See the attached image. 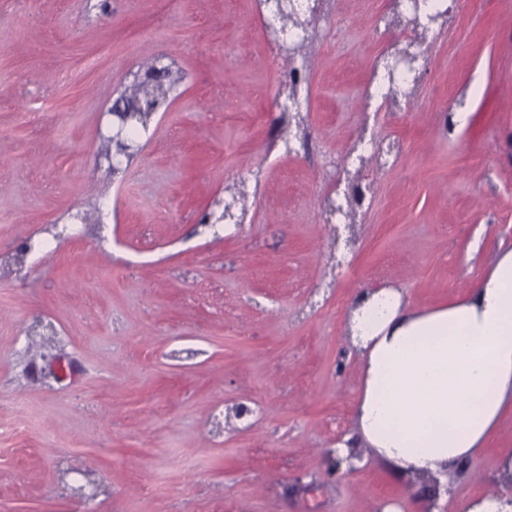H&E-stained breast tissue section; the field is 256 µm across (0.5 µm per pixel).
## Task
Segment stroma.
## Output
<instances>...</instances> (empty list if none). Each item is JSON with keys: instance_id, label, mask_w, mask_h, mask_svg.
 I'll return each mask as SVG.
<instances>
[{"instance_id": "1", "label": "stroma", "mask_w": 512, "mask_h": 512, "mask_svg": "<svg viewBox=\"0 0 512 512\" xmlns=\"http://www.w3.org/2000/svg\"><path fill=\"white\" fill-rule=\"evenodd\" d=\"M387 7L330 0L341 30L318 19L325 43L275 57L258 0H0V512L430 501L376 459L332 470L362 378L348 315L362 288L462 298L512 248V0H473L425 38L418 102L376 118L400 155L367 162L372 202L335 226L325 199ZM293 61L294 120L264 94ZM152 65L180 81L110 175L99 131ZM229 197L242 223L207 225ZM28 239L52 249L21 255ZM510 448L512 410L454 473L447 512L512 493L494 467Z\"/></svg>"}]
</instances>
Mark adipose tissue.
I'll use <instances>...</instances> for the list:
<instances>
[{
  "label": "adipose tissue",
  "mask_w": 512,
  "mask_h": 512,
  "mask_svg": "<svg viewBox=\"0 0 512 512\" xmlns=\"http://www.w3.org/2000/svg\"><path fill=\"white\" fill-rule=\"evenodd\" d=\"M349 332L362 368L355 444L403 478L444 479L512 403V250L445 306L414 307L396 288L362 291Z\"/></svg>",
  "instance_id": "adipose-tissue-1"
}]
</instances>
